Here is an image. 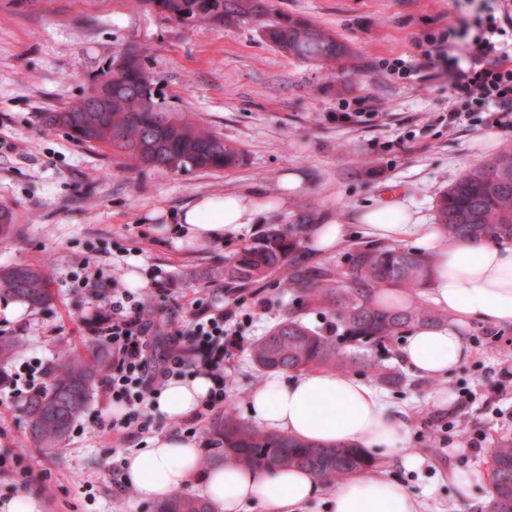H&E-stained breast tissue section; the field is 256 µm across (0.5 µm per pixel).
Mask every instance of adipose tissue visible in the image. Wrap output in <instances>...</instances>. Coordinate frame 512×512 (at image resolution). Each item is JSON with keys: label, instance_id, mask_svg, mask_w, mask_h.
Here are the masks:
<instances>
[{"label": "adipose tissue", "instance_id": "adipose-tissue-1", "mask_svg": "<svg viewBox=\"0 0 512 512\" xmlns=\"http://www.w3.org/2000/svg\"><path fill=\"white\" fill-rule=\"evenodd\" d=\"M260 207L247 194L199 196L172 215L166 234L177 241L219 242L251 223ZM362 232L382 244L410 241L428 255L435 303L448 312L447 324L408 336L400 357L422 377H441L456 367L467 349L458 323L482 320L512 326V244L448 239L436 225L420 223L402 202L369 209L359 218ZM213 381L200 374L167 383L154 403L162 414L180 418L202 407ZM250 415L265 432L322 444L353 443L382 455L399 453L408 425L393 415L381 394L348 374L325 369L269 376L249 397ZM195 441L174 435L155 438L144 452L127 457L122 482L145 499L199 483L213 512H301L321 498L330 512H420L399 481L380 471H364L331 486L314 473L288 468H240L215 462L199 467Z\"/></svg>", "mask_w": 512, "mask_h": 512}]
</instances>
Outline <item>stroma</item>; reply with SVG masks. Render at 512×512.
<instances>
[{
	"label": "stroma",
	"mask_w": 512,
	"mask_h": 512,
	"mask_svg": "<svg viewBox=\"0 0 512 512\" xmlns=\"http://www.w3.org/2000/svg\"><path fill=\"white\" fill-rule=\"evenodd\" d=\"M284 13L330 28L363 52L356 69L322 68L280 53L248 25L188 28L141 10L136 0H37L21 11L0 0V206L15 231L0 237V266H49L53 301L42 310L0 299V335L21 337L25 357L53 364L60 342L85 349L99 311L93 288L73 278L119 281L158 312H187L206 294L236 308L239 348L224 361L226 400L248 415L252 390L264 379L251 343L294 306L283 273L260 283L263 306L224 281V265L272 224L309 211L318 224H349L363 241L360 213L389 199L409 204L434 223L440 190L470 168L512 147V128H488L478 114L449 123L447 83L389 75L387 63L411 60L430 34L447 29L454 0H274ZM177 109L221 133L242 151L222 171L173 173L128 167L101 146L46 131L42 116L79 101L92 73L129 44ZM298 184L288 204L259 209L252 224L221 242L180 245L161 230L164 215L199 195L250 192L276 196L280 180ZM126 242L130 256L113 254ZM469 352L448 375L406 373L402 389L384 388L391 413L409 426L405 449L379 465L404 483L422 512H477L489 493L491 448L512 436V327L463 324ZM102 394H94L69 438L50 458L25 430L21 402L0 398V456L32 470L28 485L40 512H152L138 494L117 497L121 463L150 438L179 434V421L148 410L151 436L117 440L99 428ZM453 410L454 428L435 442L437 412ZM482 442L480 450L470 439ZM474 481L461 487L456 475Z\"/></svg>",
	"instance_id": "35a3bbf8"
}]
</instances>
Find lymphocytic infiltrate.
Segmentation results:
<instances>
[{"mask_svg":"<svg viewBox=\"0 0 512 512\" xmlns=\"http://www.w3.org/2000/svg\"><path fill=\"white\" fill-rule=\"evenodd\" d=\"M510 27L512 14L500 18L490 14L472 22L460 18L431 37L428 50L401 70L434 72L469 111L484 114L486 125L512 128V44L500 41ZM101 297L106 314L93 321L92 332L112 350L102 392L105 399L127 407L121 417L108 421L107 430L119 439L133 430L148 432L145 409L152 394L189 368L213 380L204 410L223 408L224 357L239 341L230 327L235 309L201 298L183 324L173 317L160 320L141 298L116 281L104 288ZM154 336L166 339L165 352L155 362L149 358ZM204 410L185 417L184 425L198 422Z\"/></svg>","mask_w":512,"mask_h":512,"instance_id":"1","label":"lymphocytic infiltrate"}]
</instances>
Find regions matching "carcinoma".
I'll return each mask as SVG.
<instances>
[{
	"label": "carcinoma",
	"mask_w": 512,
	"mask_h": 512,
	"mask_svg": "<svg viewBox=\"0 0 512 512\" xmlns=\"http://www.w3.org/2000/svg\"><path fill=\"white\" fill-rule=\"evenodd\" d=\"M146 11L190 27L199 23L231 27L248 24L280 52L321 66L356 60L361 50L340 40L335 32L301 17L279 12L272 0H137ZM125 68L110 78H91L83 98L67 112H47L43 122L87 145H101L133 166L172 172L216 171L239 163L241 154L220 134L184 113L144 112L147 69L138 45L124 49ZM436 223L452 239L512 242V148L477 165L436 200ZM311 227L307 216L284 230L274 224L243 244L224 265V280L240 289L288 270L286 288L296 298L329 304L336 314V332L355 349L385 346L403 334L448 322V314L428 304L408 302L383 307V290H412L430 282L432 269L417 251L401 246L357 243L347 249L354 287L333 284L321 268L301 253ZM0 298L23 302L33 309L51 304L50 279L42 265L0 266ZM21 340L0 336V362L17 356ZM256 366L265 372L326 369L339 373L355 367L371 371L385 386L403 381L400 373L365 355L341 350L336 338L307 326L291 312L250 347ZM110 363V352L96 341L86 353L62 347L48 381L23 403L32 442L45 457L55 455L74 423L86 411L93 390ZM212 456L241 467H288L309 470L330 484L374 468L376 459L357 445L320 446L266 433L243 422L228 406L212 427ZM488 512H512V438L492 448ZM154 512H213L203 499L172 491Z\"/></svg>",
	"instance_id": "cac0c4a2"
}]
</instances>
